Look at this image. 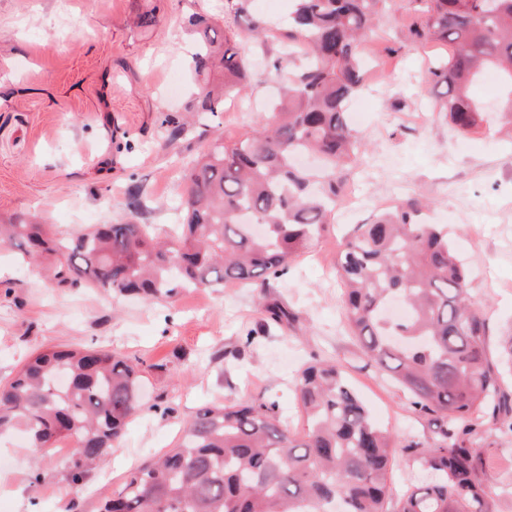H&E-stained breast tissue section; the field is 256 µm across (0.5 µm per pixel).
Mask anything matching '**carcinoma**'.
<instances>
[{"label": "carcinoma", "instance_id": "obj_1", "mask_svg": "<svg viewBox=\"0 0 512 512\" xmlns=\"http://www.w3.org/2000/svg\"><path fill=\"white\" fill-rule=\"evenodd\" d=\"M415 40L449 47L431 73L446 85L440 111L466 135L488 117L474 90L495 69L506 87L499 118L512 124V0H409ZM391 0H294L288 48L304 46L263 124L219 137L190 160L182 221L159 238L147 224H98L62 236L43 224H0V244L43 266L62 288H99L147 301L185 288L259 290L263 318L250 347L272 327L302 337L300 315L270 296L294 258L319 239L363 143L347 104L365 76L360 43ZM198 108L215 112L246 90V49L214 23L188 17ZM316 154L317 170L296 156ZM423 204L401 202L356 225L336 259L346 323L364 354L392 377L434 427L432 441L395 440L380 428L334 361L314 360L293 384L304 425H288L274 400L226 398L198 408L166 453L131 468L101 512H501L488 484L503 463L488 431L512 435V333L493 353L470 272ZM401 303L396 318L389 307ZM142 362L114 351L53 346L34 352L0 386V438L25 434L34 448L68 440L63 460L84 481L142 410ZM403 455L429 475L400 493L392 464Z\"/></svg>", "mask_w": 512, "mask_h": 512}]
</instances>
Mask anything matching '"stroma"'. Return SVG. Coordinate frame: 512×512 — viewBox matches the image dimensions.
Instances as JSON below:
<instances>
[{
	"label": "stroma",
	"mask_w": 512,
	"mask_h": 512,
	"mask_svg": "<svg viewBox=\"0 0 512 512\" xmlns=\"http://www.w3.org/2000/svg\"><path fill=\"white\" fill-rule=\"evenodd\" d=\"M147 11L155 21L140 26ZM193 13L220 24L228 8L225 0H0V224L21 219L63 231L133 221L161 235L179 222L183 163L214 136L231 140L263 123L262 105L280 89L268 64L284 50L276 38L246 39L257 60L247 107L193 111L198 81L185 26ZM407 25V11H397L361 45L388 69L357 95L367 110L357 128L365 156L351 176L357 211L349 223L329 224L272 290L299 311L304 340L272 333L230 366L220 353L239 346L261 317L253 289L208 288L153 303L60 289L0 245V382L39 349L112 348L144 362L148 404L79 486L62 464L67 442L44 451L20 434L0 441V459L11 462L0 469V512H97L129 469L174 447L184 419L227 396L275 398L301 428L289 382L315 356L339 361L374 421L397 438L426 429L343 325L336 245L371 218L375 197L429 201L423 217L443 226L470 268L489 341L497 343L512 323V139L494 117L469 135L448 124L429 80L448 48L412 42ZM420 108L431 115L428 126L407 119ZM168 116L184 126L174 140L162 124ZM133 185L142 201L136 213L127 198Z\"/></svg>",
	"instance_id": "35a3bbf8"
}]
</instances>
